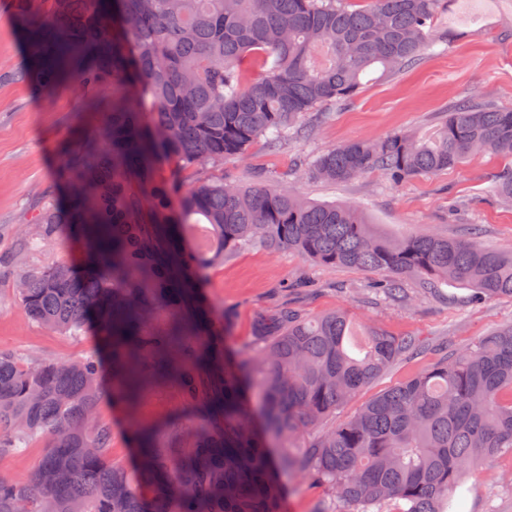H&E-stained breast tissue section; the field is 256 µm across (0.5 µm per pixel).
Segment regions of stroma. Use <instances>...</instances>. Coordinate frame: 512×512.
Here are the masks:
<instances>
[{
    "mask_svg": "<svg viewBox=\"0 0 512 512\" xmlns=\"http://www.w3.org/2000/svg\"><path fill=\"white\" fill-rule=\"evenodd\" d=\"M448 27L458 36L436 47L419 64L401 72L368 74L351 101L330 105L331 120L305 138H291L279 150L257 141L247 156L179 169L167 160L156 175L176 181L181 190L218 176L244 184L276 178L304 198L356 204L380 230L392 236L435 232L466 239L471 227L481 230L484 246L512 249V206L493 200L488 189L512 159L493 153L471 156L457 168L420 175L401 184L372 170L341 183L310 178L303 162L333 146L356 139H379L413 132L430 136L444 112L464 98L512 109V0H453ZM22 60L20 36L8 0H0V225L25 229L34 208L62 200L59 177L63 148L99 131L101 116L90 111L82 94L66 87L51 99L28 85L8 79ZM18 268L0 276V350L26 358L65 362L98 354L95 336L53 334L29 322L13 295ZM379 272L348 267H319L288 251L254 245L225 253L207 269L201 292L217 315L226 319L224 333L239 361L256 360L263 343L255 334L259 319L289 306L313 317L348 310L356 335L380 327L396 336L416 337L426 351L396 362L349 404L357 409L375 393L422 371L446 350L460 351L478 338L512 323V300L469 301L466 289L445 287L422 293L417 279L403 282L408 298L393 302L373 293ZM101 417L112 425V456L126 464L136 460L132 426L153 429L159 447L179 453L183 435L200 416L186 410L176 386L145 387L134 410L103 400ZM285 492L284 512H316L332 499L331 491L313 484L301 471L278 475ZM460 512H512V450L478 460L465 472L459 490Z\"/></svg>",
    "mask_w": 512,
    "mask_h": 512,
    "instance_id": "1",
    "label": "stroma"
}]
</instances>
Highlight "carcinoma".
I'll return each instance as SVG.
<instances>
[{
	"label": "carcinoma",
	"mask_w": 512,
	"mask_h": 512,
	"mask_svg": "<svg viewBox=\"0 0 512 512\" xmlns=\"http://www.w3.org/2000/svg\"><path fill=\"white\" fill-rule=\"evenodd\" d=\"M23 40L12 74L50 99L78 86L102 132L63 155L67 204L44 206L17 234L14 260L74 233L86 270L66 263L15 281L27 319L80 336L96 323L112 361V402L133 406L149 383H172L202 422L177 456L132 429L141 463L112 458L100 416L97 357L25 361L0 350V456L46 442L30 479L0 478V512H280L279 467L295 466L335 493L316 512H457L454 491L476 454L512 449V324L445 354L327 427L402 357L410 336L368 329L350 351L344 310L314 318L283 307L256 324L265 345L245 366L224 361V325L198 297L181 303L224 253L258 243L324 267L387 274L377 290L406 299L401 276L428 293L448 284L485 300L512 298V251L436 233L395 239L356 206L319 203L271 181L222 177L172 202L158 160L222 165L258 139L277 149L307 132L306 118L346 102L365 75H389L448 42V0H12ZM112 82V100L97 89ZM512 158V110L463 100L430 138L392 134L314 156L313 177L346 182L379 170L394 182L463 164L473 153ZM489 193L512 203V165ZM260 376L262 423L248 387ZM301 438L275 462L273 439Z\"/></svg>",
	"instance_id": "1"
}]
</instances>
